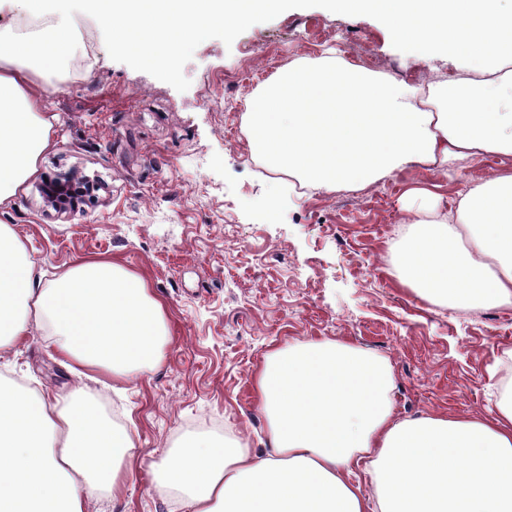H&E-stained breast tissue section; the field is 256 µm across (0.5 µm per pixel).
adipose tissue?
Masks as SVG:
<instances>
[{
  "label": "adipose tissue",
  "instance_id": "adipose-tissue-1",
  "mask_svg": "<svg viewBox=\"0 0 512 512\" xmlns=\"http://www.w3.org/2000/svg\"><path fill=\"white\" fill-rule=\"evenodd\" d=\"M45 26L0 30V204L50 145L32 75L57 73L76 46V13L114 50L175 67L212 29L232 31L290 0H23ZM504 0H327L342 19L374 15L402 54L460 57L464 80L410 84L327 52L279 71L250 101L251 148L314 191L360 189L413 168L447 174L483 156L502 169L460 192L453 213L411 221L394 275L455 310L512 306V8ZM13 228L0 225V343L50 323L70 373L122 382L154 368L169 332L146 282L104 260L76 261L52 286ZM270 453L192 437L155 468L187 512H512V395L483 416L394 415L389 363L356 345L312 340L266 354L255 380ZM134 449L126 427L83 387L48 401L0 385V512H89L119 490ZM368 464L374 497L353 483Z\"/></svg>",
  "mask_w": 512,
  "mask_h": 512
}]
</instances>
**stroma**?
<instances>
[{
    "instance_id": "35a3bbf8",
    "label": "stroma",
    "mask_w": 512,
    "mask_h": 512,
    "mask_svg": "<svg viewBox=\"0 0 512 512\" xmlns=\"http://www.w3.org/2000/svg\"><path fill=\"white\" fill-rule=\"evenodd\" d=\"M78 33L60 71L34 79L53 117L51 143L0 205V224L25 238L43 285L80 258L142 277L165 305L170 334L160 363L120 391L89 386L94 400L119 408L134 443L122 493L91 512H186L158 488L154 466L201 422L223 425L217 441L265 455L254 380L267 352L294 341H343L387 358L403 419L484 415L512 392V307L433 305L390 274L406 208L425 207L430 193L450 208L496 159L455 163L448 179L420 170L304 196L250 150L237 102L256 87L223 82L273 41L290 63L309 39L314 57L357 52L367 70L410 82L425 72L463 77L458 59L404 57L380 19L346 21L323 0H295L230 35L214 29L172 69L111 50L93 16H79ZM50 179L94 180L102 191L94 203L56 209L41 192ZM0 381L47 399L70 391L75 378L57 361L50 324L0 347Z\"/></svg>"
}]
</instances>
